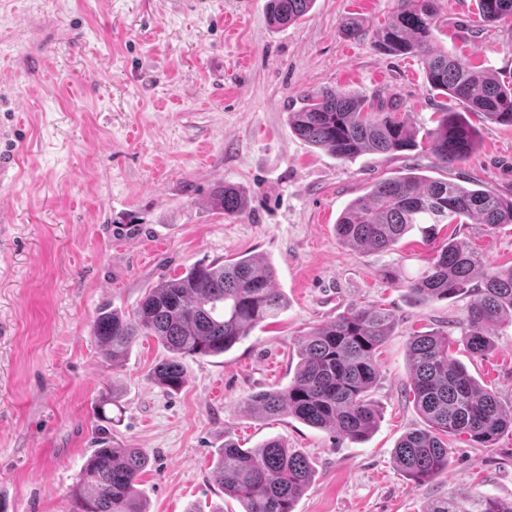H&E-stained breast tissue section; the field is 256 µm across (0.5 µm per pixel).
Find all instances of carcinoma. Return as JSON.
Returning a JSON list of instances; mask_svg holds the SVG:
<instances>
[{
    "instance_id": "cac0c4a2",
    "label": "carcinoma",
    "mask_w": 512,
    "mask_h": 512,
    "mask_svg": "<svg viewBox=\"0 0 512 512\" xmlns=\"http://www.w3.org/2000/svg\"><path fill=\"white\" fill-rule=\"evenodd\" d=\"M313 2L270 0V21L279 27L294 23ZM478 11L481 20L512 28V0H478ZM439 23L438 0H395L392 14L371 43L385 56L421 58L432 89L492 123L512 126V84L436 49L433 39ZM289 124L306 143L344 160L367 152L395 155L419 146L417 131L401 113L376 112L365 97L336 89L305 95L300 109L290 113ZM475 143L474 127L459 112L441 113L436 128L428 132L429 150L445 168L464 163ZM212 204L225 214L243 210L239 192L229 184L214 189ZM464 219L489 229L512 224V196L482 184L468 188L429 179L409 168L353 200L336 223V236L354 248L386 251L418 224L432 231L436 224ZM275 275L273 264L251 256L230 263H197L148 289L131 313L100 308L92 336L114 366L126 361L139 337H154L168 357L155 366L152 378L177 390L185 382V358L220 355L287 308L285 296L274 288ZM386 278L419 303L474 296L460 338L422 333L409 342L410 393L425 427L402 436L394 459L414 484L422 485L448 472L449 440L460 436L475 448H488L502 431L512 429V410H505L452 356V348L460 343L471 355L485 356L494 348L491 327L512 324V267L490 266L466 242L450 240L433 249L416 276L391 271ZM393 327L387 310L350 305L336 321L299 341L287 387L247 396L243 410L266 417L292 416L343 438L366 439L379 422L369 397L379 376L377 355ZM148 464L141 448L94 449L72 490L80 512H147L137 483ZM210 476L243 512H295L313 468L281 438L252 450L227 439ZM426 512H512V502L485 495L448 497L433 502Z\"/></svg>"
}]
</instances>
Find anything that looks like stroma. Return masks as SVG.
I'll list each match as a JSON object with an SVG mask.
<instances>
[{"label": "stroma", "mask_w": 512, "mask_h": 512, "mask_svg": "<svg viewBox=\"0 0 512 512\" xmlns=\"http://www.w3.org/2000/svg\"><path fill=\"white\" fill-rule=\"evenodd\" d=\"M478 0H439L436 48L512 83V33L481 21ZM393 0H315L273 26L268 0H0V512H74L71 495L100 441L151 459L138 490L148 512H242L211 481L214 453L232 439L275 438L306 455L313 478L295 512H426L432 500L480 493L512 501V430L492 447L450 444L446 474L417 485L393 464L400 438L423 421L408 395L414 333L459 336L467 298L413 302L385 277L417 275L431 255L420 228L393 250L340 244L339 215L374 183L414 167L512 194V127L467 119L478 143L442 167L428 148L343 160L288 126L302 95L326 88L396 95L419 134L452 100L431 90L415 57L378 54L343 26L384 23ZM247 198L227 215L215 184ZM492 265L512 266V224H440ZM249 254L276 268L288 307L220 357L188 358L169 392L152 380L167 352L140 338L112 367L91 334L106 305L129 313L145 291L196 263ZM389 310L366 440L287 417L255 418L250 394L284 387L296 346L352 303ZM494 349H454L482 388L512 406V325ZM117 388L108 421L102 391Z\"/></svg>", "instance_id": "stroma-1"}]
</instances>
